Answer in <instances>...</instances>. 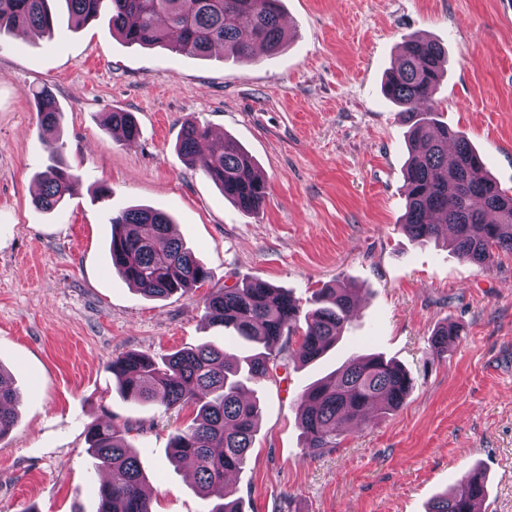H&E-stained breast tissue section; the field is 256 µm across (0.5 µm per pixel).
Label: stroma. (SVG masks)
<instances>
[{
  "label": "stroma",
  "instance_id": "obj_1",
  "mask_svg": "<svg viewBox=\"0 0 512 512\" xmlns=\"http://www.w3.org/2000/svg\"><path fill=\"white\" fill-rule=\"evenodd\" d=\"M281 7L282 51L247 60L131 45L102 20L0 40V368L22 396L0 439V512H95L103 474L86 430L106 419L131 428L152 512H205L186 464L168 456L187 413L124 401L108 362L224 341L206 318L212 289L260 279L306 311L339 276L359 287L355 315L320 359H284L251 385L258 432L231 497L243 512H427L478 463L490 512H512V254L482 268L446 239H407L408 127L382 92L405 35L441 43L448 63L430 108L512 188V0ZM45 86L62 110L63 157L80 176L52 211L32 204L50 163L32 96ZM114 110L134 115L135 142L106 128ZM190 116L254 158L268 183L258 212H240L178 152ZM103 184L109 197L97 193ZM128 207L169 214L209 280L155 300L113 273L109 218ZM447 322L462 334L439 358L429 340ZM368 352L404 366L410 396L342 432L334 451L310 452L304 389Z\"/></svg>",
  "mask_w": 512,
  "mask_h": 512
}]
</instances>
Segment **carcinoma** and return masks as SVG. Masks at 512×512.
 <instances>
[{
	"label": "carcinoma",
	"instance_id": "carcinoma-1",
	"mask_svg": "<svg viewBox=\"0 0 512 512\" xmlns=\"http://www.w3.org/2000/svg\"><path fill=\"white\" fill-rule=\"evenodd\" d=\"M53 0H0V38L19 28L50 37L60 12ZM68 19L85 26L105 18L125 41L169 44L181 54L205 56L220 46L233 58L253 56L259 45L270 54L285 37L280 0H59ZM442 47L419 35L406 36L396 64L384 81V95L400 107L409 127L405 170L407 210L402 224L411 241L424 243L452 231L450 245L461 260L488 266L495 253H512V194L490 178L482 156L459 132L439 121L425 107L444 72ZM40 127L56 130L61 108L53 94L34 93ZM107 126L133 142L138 126L130 112L114 110ZM206 175L224 199L242 213L259 210L267 184L253 158L231 137L210 139L209 130L194 119L183 123L179 153L193 160L202 144ZM453 161H448V144ZM55 164L39 175L33 204L55 209L79 181L62 162L63 144L45 142ZM109 255L112 270L144 295L165 299L206 282L209 272L183 241L169 235V216L158 210L130 207L110 218ZM356 284L336 279L314 293L312 308L301 312L287 292L265 281L242 287L216 288L205 298L209 324L245 343L248 354H228L215 344L182 349L155 358L126 353L107 365L122 398L136 404H158L165 410L190 408V423L172 433L169 457L195 465L198 492L217 503L209 512H242L240 502L224 495V478L246 463L257 432L258 408L244 398L247 384L271 377L285 336L300 334L297 357L304 363L323 356L342 336L354 316ZM460 332L444 324L430 339L436 356L448 353V340ZM413 379L399 364L381 355L348 359L332 376L306 388L300 401V426L310 451L321 453L338 445V423L348 426L375 413L401 407ZM18 395L0 367V439L17 423ZM129 427L112 421L90 425L87 451L109 480L96 492L97 512H152L140 458L127 440ZM487 497L485 473L477 466L458 486L435 497L427 512H475Z\"/></svg>",
	"mask_w": 512,
	"mask_h": 512
}]
</instances>
